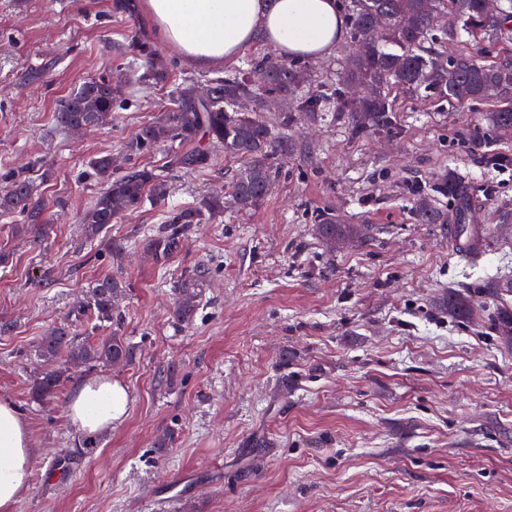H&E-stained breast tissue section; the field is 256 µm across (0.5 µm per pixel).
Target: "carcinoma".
<instances>
[{"label":"carcinoma","instance_id":"obj_1","mask_svg":"<svg viewBox=\"0 0 512 512\" xmlns=\"http://www.w3.org/2000/svg\"><path fill=\"white\" fill-rule=\"evenodd\" d=\"M348 21L350 42L368 40L363 54H353L345 62L342 79L304 90L310 62L278 60L268 54L243 61L238 68L211 80V100L202 107L195 99V85L176 88L175 110L165 123L142 125L126 144V152L137 156L154 149L167 136L178 142L170 156L168 169L183 173L196 172L214 164V148L239 161V168L229 183L231 196L241 211H253L267 196L276 177L273 159L293 152V142L286 134L293 125L294 112H306L311 118H322L334 112L344 113L354 136L370 131L395 134L398 97L402 94H424L439 103H476L490 99L486 89L497 84L504 70L512 69V0L499 6L495 18L484 14V0H338ZM448 16V27L435 33L436 16ZM464 31L473 48L450 60L440 58L438 46ZM483 42L500 43L495 56L476 49ZM126 70L139 75L145 83L162 84L169 78V67L158 55L153 42L140 33L129 39ZM365 87L368 97L353 99L349 87ZM117 82L105 74L83 82L59 104L56 119L71 131L99 124L112 116L118 102ZM499 104L491 113L493 125L501 130L512 128V99L508 92L499 94ZM288 101L279 125L284 134L278 136L259 112L266 100ZM251 103L243 110L240 103ZM83 177L103 185L87 209L81 232L85 240L100 238L108 224L124 211H134L152 196L163 200L168 195L166 176L135 163L115 175L108 155L90 160ZM416 196L412 210L418 224H446L448 215L435 207L429 198L433 192L454 197L461 193L460 183L446 175L423 187L412 186ZM224 209V198L213 196L192 207H170L162 215L163 227L146 236L144 249L156 264L169 261L183 247L186 235L205 215ZM0 218L16 220L38 229L50 223L47 207L37 195L29 178L15 172L0 177ZM318 238L326 249L363 239L365 227L339 224L332 213L313 216ZM210 280L209 268L197 266L183 276L175 287L176 302L171 318L179 326L192 321L202 291ZM122 290L112 277L96 281L89 289L87 309L103 326L112 328L109 336L89 342L78 337L72 324L64 322L41 337L36 355L40 368L36 371L34 392L49 397L61 384L64 373L91 371L100 366L122 367L133 361L134 347L120 326L116 299ZM448 311L465 318L477 313L471 298L460 290L448 289L444 300ZM501 336H512V310L499 308L488 318Z\"/></svg>","mask_w":512,"mask_h":512}]
</instances>
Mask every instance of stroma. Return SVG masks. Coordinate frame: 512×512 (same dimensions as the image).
<instances>
[{"label": "stroma", "instance_id": "35a3bbf8", "mask_svg": "<svg viewBox=\"0 0 512 512\" xmlns=\"http://www.w3.org/2000/svg\"><path fill=\"white\" fill-rule=\"evenodd\" d=\"M147 12L114 17L111 0H0V174L39 158L29 177L53 217L44 230L0 222V396L29 424V494L16 512H512V339L442 305L462 287L476 306L512 285V150L486 105L403 97L400 132L351 138L344 120L298 116L295 152L261 205L205 217L166 265L141 241L168 205L223 192L238 163L170 173V196L146 200L84 241L80 218L100 190L80 179L144 124L173 110L178 84H206L241 65L192 63L157 49L169 82L123 80L109 124L75 134L58 104L84 81L122 66ZM41 80H31L32 71ZM454 172L459 200L485 248L455 252L446 226L414 223L408 183ZM325 210L367 226L336 251L310 220ZM214 274L192 322L171 319L174 285L197 265ZM121 282V330L133 362L114 373L129 394L111 434L87 445L66 415L72 374L33 397L36 344L75 320L81 337L109 335L81 315L100 277ZM173 441L165 450L164 436Z\"/></svg>", "mask_w": 512, "mask_h": 512}]
</instances>
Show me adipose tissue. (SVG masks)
<instances>
[{
	"instance_id": "1",
	"label": "adipose tissue",
	"mask_w": 512,
	"mask_h": 512,
	"mask_svg": "<svg viewBox=\"0 0 512 512\" xmlns=\"http://www.w3.org/2000/svg\"><path fill=\"white\" fill-rule=\"evenodd\" d=\"M166 44L190 61L212 64L262 41L283 55L322 58L346 36L336 0H145ZM128 408L126 388L111 374L81 382L66 407L82 435L103 436ZM29 425L0 398V512H15L31 489Z\"/></svg>"
}]
</instances>
